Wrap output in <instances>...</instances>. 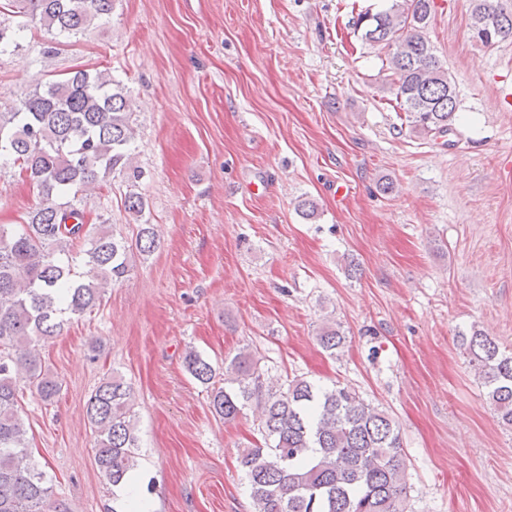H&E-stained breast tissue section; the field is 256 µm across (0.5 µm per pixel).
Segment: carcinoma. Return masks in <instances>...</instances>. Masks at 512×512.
I'll return each mask as SVG.
<instances>
[{
	"mask_svg": "<svg viewBox=\"0 0 512 512\" xmlns=\"http://www.w3.org/2000/svg\"><path fill=\"white\" fill-rule=\"evenodd\" d=\"M383 11L358 14L366 45L386 52L395 99L411 132L438 139L453 131L455 81L427 38L435 0H390ZM469 25L486 46L512 40V10L469 0ZM116 0H3L0 55L21 48L32 23L50 36L44 54L57 55L97 20L112 16ZM134 111L124 87L107 70L78 68L26 91L0 112V167L11 165L37 187L39 202L20 228L0 225V512H66L52 498L46 472L32 458L18 407L14 374L24 369L43 401L60 392L38 346L62 334L73 315L92 312L105 289L131 270L132 252L155 248L154 225L141 224L134 244L90 222L78 196L117 176L137 180L133 165ZM124 207L142 218L145 202L127 193ZM87 267L75 271L73 259ZM318 340L335 354L346 345L337 323ZM502 425L512 429V352L476 327L457 333ZM184 364L199 383L215 377L194 350ZM226 388L211 391L214 413L234 420L248 406L259 413L264 445L243 451L240 464L254 512H406V455L400 427L388 412L348 386H321L302 377L285 392L266 389L258 360L242 351L224 363ZM133 392L111 376L91 394L86 416L96 434L94 459L112 486L138 466Z\"/></svg>",
	"mask_w": 512,
	"mask_h": 512,
	"instance_id": "obj_1",
	"label": "carcinoma"
}]
</instances>
